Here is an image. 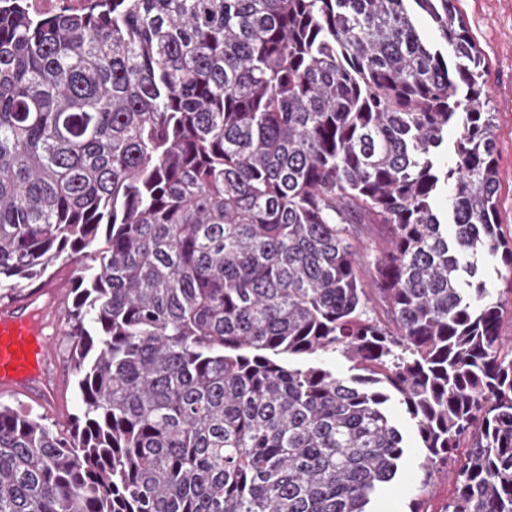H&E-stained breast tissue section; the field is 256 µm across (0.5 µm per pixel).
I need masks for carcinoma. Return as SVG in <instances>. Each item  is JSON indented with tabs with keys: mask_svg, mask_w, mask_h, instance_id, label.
Returning <instances> with one entry per match:
<instances>
[{
	"mask_svg": "<svg viewBox=\"0 0 512 512\" xmlns=\"http://www.w3.org/2000/svg\"><path fill=\"white\" fill-rule=\"evenodd\" d=\"M482 95L452 0H0V297L92 261L82 411L61 431L0 404V512H369L408 452L394 397L422 488L450 468L443 512H512ZM356 224L387 230L370 288ZM337 350L358 374L318 361ZM96 3V0H28L26 6L34 15L48 16L60 12H87Z\"/></svg>",
	"mask_w": 512,
	"mask_h": 512,
	"instance_id": "1",
	"label": "carcinoma"
}]
</instances>
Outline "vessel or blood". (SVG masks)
I'll list each match as a JSON object with an SVG mask.
<instances>
[{
	"mask_svg": "<svg viewBox=\"0 0 512 512\" xmlns=\"http://www.w3.org/2000/svg\"><path fill=\"white\" fill-rule=\"evenodd\" d=\"M62 297L53 283L0 299V390L49 397L58 382L53 342L63 333Z\"/></svg>",
	"mask_w": 512,
	"mask_h": 512,
	"instance_id": "1",
	"label": "vessel or blood"
}]
</instances>
